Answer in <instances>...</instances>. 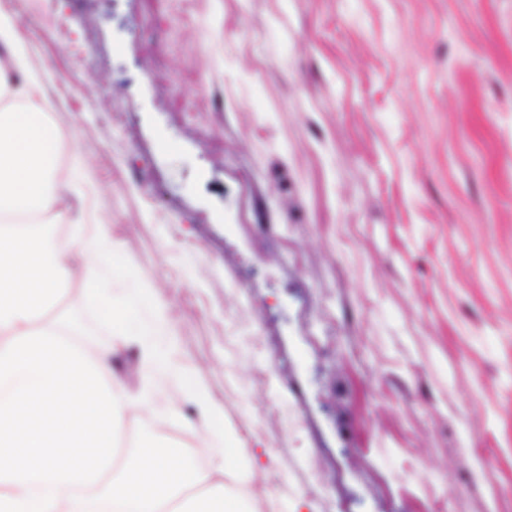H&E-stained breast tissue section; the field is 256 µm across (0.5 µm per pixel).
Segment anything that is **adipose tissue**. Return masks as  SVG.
I'll return each instance as SVG.
<instances>
[{"mask_svg":"<svg viewBox=\"0 0 512 512\" xmlns=\"http://www.w3.org/2000/svg\"><path fill=\"white\" fill-rule=\"evenodd\" d=\"M0 47L9 52L12 82L0 79V512H256L223 483L245 481L238 439L214 413L185 367L160 338L174 331L113 305L118 263H91L107 239L90 225L78 245L60 246L44 218L60 214L68 192L59 175L55 131L46 124L38 79L26 67L11 22L0 16ZM86 295L107 307L118 338L144 346L151 393L128 395L112 374V351L86 342L73 322L55 314L75 276ZM172 386L208 420V444L220 481L187 460L184 448L144 439L120 448L122 424L134 411L155 412L154 389Z\"/></svg>","mask_w":512,"mask_h":512,"instance_id":"obj_1","label":"adipose tissue"}]
</instances>
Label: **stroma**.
Returning <instances> with one entry per match:
<instances>
[{
    "label": "stroma",
    "mask_w": 512,
    "mask_h": 512,
    "mask_svg": "<svg viewBox=\"0 0 512 512\" xmlns=\"http://www.w3.org/2000/svg\"><path fill=\"white\" fill-rule=\"evenodd\" d=\"M259 512H512V0H0ZM61 312L111 347L83 289ZM129 415L200 456L184 406Z\"/></svg>",
    "instance_id": "obj_1"
}]
</instances>
